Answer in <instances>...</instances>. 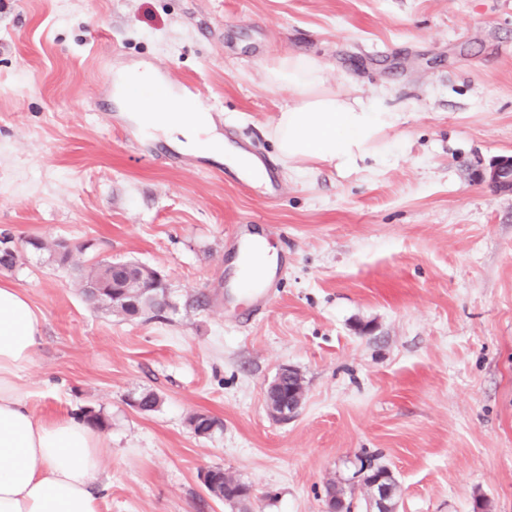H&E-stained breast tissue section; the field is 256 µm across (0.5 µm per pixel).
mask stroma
<instances>
[{"label":"stroma","mask_w":512,"mask_h":512,"mask_svg":"<svg viewBox=\"0 0 512 512\" xmlns=\"http://www.w3.org/2000/svg\"><path fill=\"white\" fill-rule=\"evenodd\" d=\"M282 52L394 112L384 154L278 164L264 131L291 94L261 62ZM136 65L272 162L277 196L131 123L112 77ZM504 156L512 0H0V231L21 246L0 283L43 317L29 406L107 422L101 512H232L203 486L214 467L250 486L248 512H326L331 481L367 512L365 461L392 470L396 512H512V194L484 179ZM254 232L276 256L248 319L230 280ZM101 259L160 271L173 309L89 306L79 272ZM284 366L305 395L278 421Z\"/></svg>","instance_id":"obj_1"}]
</instances>
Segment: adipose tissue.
Returning a JSON list of instances; mask_svg holds the SVG:
<instances>
[{
    "instance_id": "obj_1",
    "label": "adipose tissue",
    "mask_w": 512,
    "mask_h": 512,
    "mask_svg": "<svg viewBox=\"0 0 512 512\" xmlns=\"http://www.w3.org/2000/svg\"><path fill=\"white\" fill-rule=\"evenodd\" d=\"M262 71L268 87L293 93L268 130L284 167L320 162L352 169L394 122L378 100L329 86L320 59L276 54ZM116 101L141 130L162 133L182 149L236 170L248 158L215 134L207 112L149 67L118 71ZM41 340V316L27 295L0 286V512H101L94 487L103 472V433L72 415L39 417L20 389L19 375Z\"/></svg>"
}]
</instances>
